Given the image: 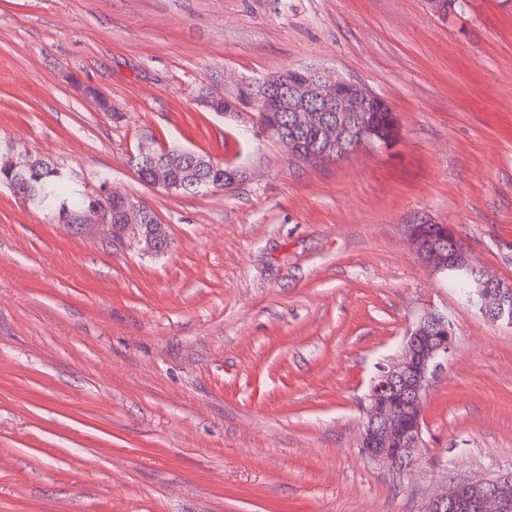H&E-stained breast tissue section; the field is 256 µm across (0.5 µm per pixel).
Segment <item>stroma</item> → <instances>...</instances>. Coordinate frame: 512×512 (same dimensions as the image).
<instances>
[{
	"mask_svg": "<svg viewBox=\"0 0 512 512\" xmlns=\"http://www.w3.org/2000/svg\"><path fill=\"white\" fill-rule=\"evenodd\" d=\"M310 64L380 94L397 144L312 165L201 102ZM143 143L247 176L169 193ZM1 151L106 176L169 246L73 234L0 186V512H426L512 471V326L405 237L452 225L512 286V0H0ZM426 310L456 347L396 471L360 451L363 402Z\"/></svg>",
	"mask_w": 512,
	"mask_h": 512,
	"instance_id": "obj_1",
	"label": "stroma"
}]
</instances>
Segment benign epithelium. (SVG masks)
I'll use <instances>...</instances> for the list:
<instances>
[{"mask_svg": "<svg viewBox=\"0 0 512 512\" xmlns=\"http://www.w3.org/2000/svg\"><path fill=\"white\" fill-rule=\"evenodd\" d=\"M246 86L248 82L243 81L220 98H234L237 110H247L254 101L247 95ZM261 91L269 101L285 102L297 127L319 126V139L325 149L308 154L288 135L270 126L266 129L304 161L319 164L332 159L337 145L353 138L351 125L355 113L367 111L375 95L365 84L317 66H302L298 78L282 85L263 86ZM171 155L169 148L142 145L137 159L149 166L148 183L170 193H181L186 184L170 175L166 160ZM90 196L98 203L81 212L73 228L83 233L93 227L115 244L132 239L146 254L164 252L160 248L168 243L164 225L157 221L143 223L142 211L133 199L112 193L106 181L99 182ZM114 203L120 205L115 212ZM114 217L118 222H112ZM407 239L416 255L435 273L464 279L471 293L478 296L485 317L512 326V289L473 263L465 248L444 250L448 241H457L453 227L439 229L431 220L421 217L407 225ZM455 339L448 316L427 311L407 329L400 354L378 366L365 397V422L359 440L369 459L399 471L409 467L422 447L426 397L433 381L448 365ZM428 512H512V472L491 480L456 483L430 501Z\"/></svg>", "mask_w": 512, "mask_h": 512, "instance_id": "obj_1", "label": "benign epithelium"}]
</instances>
